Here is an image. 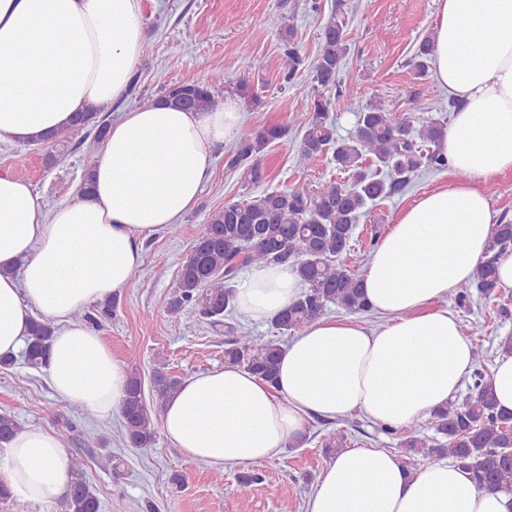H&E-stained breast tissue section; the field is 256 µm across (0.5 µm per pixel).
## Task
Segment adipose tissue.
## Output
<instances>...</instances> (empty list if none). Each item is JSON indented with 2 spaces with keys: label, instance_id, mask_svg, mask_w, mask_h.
I'll return each instance as SVG.
<instances>
[{
  "label": "adipose tissue",
  "instance_id": "ef3b65f1",
  "mask_svg": "<svg viewBox=\"0 0 512 512\" xmlns=\"http://www.w3.org/2000/svg\"><path fill=\"white\" fill-rule=\"evenodd\" d=\"M143 0H0V137L30 142L69 130L74 113L122 97L144 42ZM435 78L460 101L438 150L465 180L437 187L392 224L362 274L379 329L320 318L284 348L276 385L227 364L183 379L161 416L186 461L214 468L270 459L308 415L359 410L399 428L447 405L474 365L472 346L440 305L469 281L493 213L474 187L512 171V0H438ZM235 98L212 112L155 102L109 128L90 195L45 211L29 182L0 170V357L23 347L33 313L60 324L46 370L56 395L102 418L119 411L128 373L102 336L72 322L119 294L143 263L139 242L179 223L211 176L214 149L236 137ZM303 284L287 265L250 268L236 303L266 323ZM72 480L52 431L0 446V482L43 504ZM307 512H512V495L481 491L434 460L411 472L394 453L343 448L320 473Z\"/></svg>",
  "mask_w": 512,
  "mask_h": 512
}]
</instances>
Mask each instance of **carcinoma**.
<instances>
[{
	"mask_svg": "<svg viewBox=\"0 0 512 512\" xmlns=\"http://www.w3.org/2000/svg\"><path fill=\"white\" fill-rule=\"evenodd\" d=\"M270 25H278V20L270 18ZM280 31L290 38L284 58L286 78L290 80L303 60L291 42L293 28L282 25ZM320 40L313 66L314 82L324 89L336 88L339 96L352 92L353 80H338L349 49L347 30L339 23H331L322 28ZM433 53V41L427 36L411 59L415 75L428 76ZM156 79L160 102L202 111H213L223 104L213 92L215 86L224 83V71L219 67L213 69L206 82H172L162 73ZM329 107L330 101L324 96L314 98L296 162L307 167L328 156L339 171L348 174L347 182L330 180L314 188L297 183L284 190H266L246 200L226 202L210 213L206 233L193 243L168 302L169 312L186 315L187 328L199 321L218 324L226 312L234 314L241 324L249 322L235 305L236 273L245 267L271 264H291L304 283L302 293L271 321L282 335L300 333L330 305L352 314L371 312L360 277L338 258L350 251L356 226L369 206L404 192L410 184V174L420 168L446 167L438 144L447 129L437 121L416 127L407 117L395 120L382 103L372 102L358 113L354 133L345 138L337 135ZM104 111L101 107L85 112L75 124L78 129H88L87 135L92 137L80 183L83 192L91 186L92 169L105 141L108 124L101 117ZM287 135L288 126L274 124L241 138L229 159L230 166L244 168L252 183L261 182L265 150ZM511 246L512 223L492 225L487 250L472 279L454 288L458 303H466L475 293L485 298L498 293V263ZM55 333L51 321L32 320L23 352L30 366H46ZM282 351L280 341L258 344L243 330L224 342V362L238 365L273 385ZM473 356L471 396L460 404L450 402L432 414L433 436L402 439L399 447L403 462L413 469L420 456L448 458L470 471L478 489L512 494V412L498 406L493 374L482 366V351L474 350ZM180 384L181 379L162 368L156 369V407L152 408L144 399L139 373L128 374L121 408L127 447L153 445L157 435L155 410L163 409L168 396ZM18 430L14 417L0 414V441L9 440ZM83 466L82 461H73L64 512H100V501L84 477Z\"/></svg>",
	"mask_w": 512,
	"mask_h": 512,
	"instance_id": "cac0c4a2",
	"label": "carcinoma"
}]
</instances>
